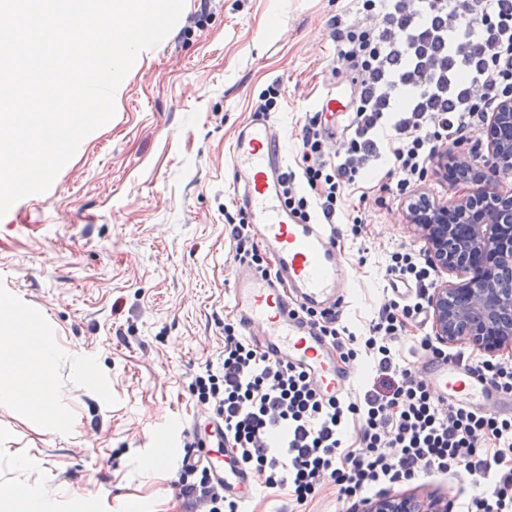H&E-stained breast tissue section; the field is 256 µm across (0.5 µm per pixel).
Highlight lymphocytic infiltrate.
Returning a JSON list of instances; mask_svg holds the SVG:
<instances>
[{
  "instance_id": "f902f5d3",
  "label": "lymphocytic infiltrate",
  "mask_w": 512,
  "mask_h": 512,
  "mask_svg": "<svg viewBox=\"0 0 512 512\" xmlns=\"http://www.w3.org/2000/svg\"><path fill=\"white\" fill-rule=\"evenodd\" d=\"M355 8L365 24L340 22L332 32L349 85L342 145L332 143L330 119L310 113L297 167L280 182L290 211L321 224L348 213L362 174L379 161L406 194L438 147L464 140L512 95V0H355ZM228 235L234 261L269 272L248 221L229 225ZM387 270L413 282L415 294L385 302L363 341L390 379L386 391L324 396L304 371L270 359L228 323L224 351L196 375L193 395L213 406L240 463L296 504L328 482L341 498L361 500L388 484L455 474L473 489L462 512H512V417L447 403L414 364L397 361L392 345L423 316L433 281L411 250L392 252ZM353 420L361 423L355 448L344 442ZM176 485L209 512H237L208 474L196 482L181 474Z\"/></svg>"
}]
</instances>
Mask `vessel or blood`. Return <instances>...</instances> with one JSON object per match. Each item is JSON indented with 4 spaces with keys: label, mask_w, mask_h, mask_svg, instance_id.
<instances>
[{
    "label": "vessel or blood",
    "mask_w": 512,
    "mask_h": 512,
    "mask_svg": "<svg viewBox=\"0 0 512 512\" xmlns=\"http://www.w3.org/2000/svg\"><path fill=\"white\" fill-rule=\"evenodd\" d=\"M233 187L241 194L257 238L274 257L270 274L235 268L232 305L260 352L304 370L330 395L343 393L350 370L336 359L334 347L303 315L306 309H333L344 286L340 252L329 225L301 221L285 205L280 179L286 171L283 141L273 121L255 120L233 144ZM425 378L440 398L459 406L512 413V395L454 361H424ZM231 446L183 457V464L205 463L226 493L246 495L250 473L231 465Z\"/></svg>",
    "instance_id": "obj_1"
}]
</instances>
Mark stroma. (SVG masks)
<instances>
[{"mask_svg":"<svg viewBox=\"0 0 512 512\" xmlns=\"http://www.w3.org/2000/svg\"><path fill=\"white\" fill-rule=\"evenodd\" d=\"M361 22L351 0H185L158 45L142 51L115 97L114 117L86 136L50 189L0 218V293L33 311L63 348L83 353L85 381L60 364L54 382L69 417L47 427L0 405V487H40L51 512H189L175 482L194 423L209 417L189 386L224 349L238 217L231 147L268 89L288 158L305 115L328 89L336 20ZM360 236L336 227L347 274L339 322L366 334L396 294L389 254L424 250L404 200L368 191ZM164 450L165 467L147 469ZM460 478L390 486L456 506ZM327 486L304 505L253 487L242 512H353Z\"/></svg>","mask_w":512,"mask_h":512,"instance_id":"35a3bbf8","label":"stroma"}]
</instances>
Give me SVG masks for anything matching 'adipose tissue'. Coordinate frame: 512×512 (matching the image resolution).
<instances>
[{
  "mask_svg": "<svg viewBox=\"0 0 512 512\" xmlns=\"http://www.w3.org/2000/svg\"><path fill=\"white\" fill-rule=\"evenodd\" d=\"M0 325L10 331L8 338H0V404L31 410L46 426L65 425L51 378L64 360L77 373H86L81 355L42 335L27 313L6 297L0 298Z\"/></svg>",
  "mask_w": 512,
  "mask_h": 512,
  "instance_id": "ef3b65f1",
  "label": "adipose tissue"
}]
</instances>
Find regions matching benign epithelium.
<instances>
[{
    "label": "benign epithelium",
    "mask_w": 512,
    "mask_h": 512,
    "mask_svg": "<svg viewBox=\"0 0 512 512\" xmlns=\"http://www.w3.org/2000/svg\"><path fill=\"white\" fill-rule=\"evenodd\" d=\"M512 96L501 99L484 128L487 154L442 146L433 173L464 191L450 202L426 193L406 204V223L425 242L431 262L455 275L433 289L434 335L443 344L466 343L489 356L512 351V192L500 189L512 175ZM364 512H448V503L413 494L386 495L364 504Z\"/></svg>",
    "instance_id": "obj_1"
}]
</instances>
